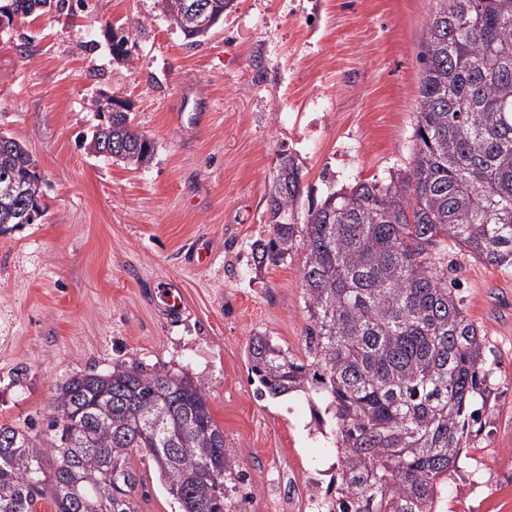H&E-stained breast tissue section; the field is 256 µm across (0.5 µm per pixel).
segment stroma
I'll return each mask as SVG.
<instances>
[{"instance_id":"stroma-1","label":"stroma","mask_w":512,"mask_h":512,"mask_svg":"<svg viewBox=\"0 0 512 512\" xmlns=\"http://www.w3.org/2000/svg\"><path fill=\"white\" fill-rule=\"evenodd\" d=\"M434 0H231L187 44L157 0H64L0 28V132L44 179L43 213L0 234V423L47 433L59 385L123 363L204 383L250 476L247 512H306L294 478L329 472L331 437L304 397L257 398L252 336L307 355L304 251L255 271L280 151L300 168L294 223L331 192L409 167ZM130 59L112 56L110 31ZM128 101L155 143L142 170L84 147L95 98ZM448 280L486 334L490 422L475 447L512 448V269L448 252ZM174 289L183 310L164 307ZM140 512H179L133 456Z\"/></svg>"}]
</instances>
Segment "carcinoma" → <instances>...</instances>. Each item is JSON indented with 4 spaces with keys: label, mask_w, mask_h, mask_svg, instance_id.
Wrapping results in <instances>:
<instances>
[{
    "label": "carcinoma",
    "mask_w": 512,
    "mask_h": 512,
    "mask_svg": "<svg viewBox=\"0 0 512 512\" xmlns=\"http://www.w3.org/2000/svg\"><path fill=\"white\" fill-rule=\"evenodd\" d=\"M52 0H11L5 16H40ZM190 0H158L195 44L210 29ZM410 168L386 186L362 182L327 196L305 223L288 221L301 194L283 150L266 193L270 235L258 265L306 249L301 268L311 325L297 361L269 336L250 339L256 396L308 394L318 429L334 433L341 512H435L487 397L486 337L448 285V248L512 268V0H435L428 24ZM85 149L145 168L154 143L112 98ZM23 183L26 196L9 192ZM43 180L28 150L0 136V224L40 217ZM50 434L0 424V512H139L132 454L152 462L181 512H243L237 462L205 385L187 373L115 365L75 374L52 401Z\"/></svg>",
    "instance_id": "cac0c4a2"
}]
</instances>
